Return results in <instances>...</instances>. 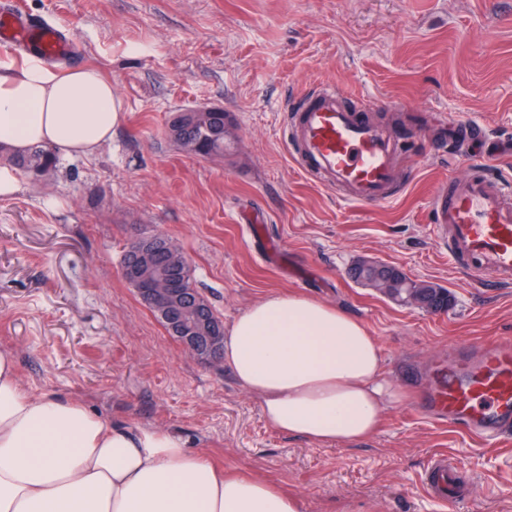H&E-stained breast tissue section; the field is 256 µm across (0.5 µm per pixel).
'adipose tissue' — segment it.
Here are the masks:
<instances>
[{
	"label": "adipose tissue",
	"mask_w": 512,
	"mask_h": 512,
	"mask_svg": "<svg viewBox=\"0 0 512 512\" xmlns=\"http://www.w3.org/2000/svg\"><path fill=\"white\" fill-rule=\"evenodd\" d=\"M120 106L99 69L0 65V151L36 144L93 156ZM224 361L276 431L315 442L372 435L394 393L358 320L293 293L249 305L226 330ZM276 484L216 468L163 430L131 428L20 384L0 353V512H302Z\"/></svg>",
	"instance_id": "ef3b65f1"
}]
</instances>
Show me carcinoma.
Returning <instances> with one entry per match:
<instances>
[{"instance_id":"cac0c4a2","label":"carcinoma","mask_w":512,"mask_h":512,"mask_svg":"<svg viewBox=\"0 0 512 512\" xmlns=\"http://www.w3.org/2000/svg\"><path fill=\"white\" fill-rule=\"evenodd\" d=\"M168 134L187 152L195 155L213 156L224 154V113L210 112L207 118H196L195 112H174L168 122ZM5 163L36 176L48 173L55 166L54 154L42 145L34 146L23 154L1 155ZM175 276L181 281V288L188 297V305L206 306L205 300L196 291L191 268L179 269ZM421 307L428 310L448 306V292L431 284L418 285Z\"/></svg>"}]
</instances>
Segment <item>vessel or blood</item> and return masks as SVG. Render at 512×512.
Listing matches in <instances>:
<instances>
[{
	"label": "vessel or blood",
	"mask_w": 512,
	"mask_h": 512,
	"mask_svg": "<svg viewBox=\"0 0 512 512\" xmlns=\"http://www.w3.org/2000/svg\"><path fill=\"white\" fill-rule=\"evenodd\" d=\"M0 44L44 59L66 61L72 54L61 27L29 18L13 0H0ZM373 109L347 105L333 83L312 88L285 109L282 133L294 163L347 203L385 204L401 191L399 164L408 142L373 122ZM432 207L435 241L457 269L512 283V181L478 165L438 189ZM419 407L432 421L487 443L512 436V340L461 352L448 374L434 377ZM454 482L447 459L434 458L427 489L444 498Z\"/></svg>",
	"instance_id": "vessel-or-blood-1"
}]
</instances>
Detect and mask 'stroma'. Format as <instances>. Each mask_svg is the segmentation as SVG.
I'll return each mask as SVG.
<instances>
[{
    "mask_svg": "<svg viewBox=\"0 0 512 512\" xmlns=\"http://www.w3.org/2000/svg\"><path fill=\"white\" fill-rule=\"evenodd\" d=\"M65 27L73 66L112 81L121 122L93 157H58L0 196V350L22 387L83 402L102 418L160 428L225 469L267 479L305 512H512V440L436 426L415 403L459 346L512 337V285L459 274L435 242L434 192L469 170L434 157L423 114L477 120L508 144L512 177V0H17ZM321 83L399 103L418 128L400 197L353 205L304 176L283 111ZM220 107L240 140L224 156L187 153L173 112ZM160 234L186 255L194 286L230 324L291 292L360 321L397 393L379 429L352 445L281 434L227 364L190 358L122 275L130 240ZM362 259L445 288L448 307L405 305L355 281ZM456 498L430 496L432 457Z\"/></svg>",
    "mask_w": 512,
    "mask_h": 512,
    "instance_id": "obj_1",
    "label": "stroma"
}]
</instances>
